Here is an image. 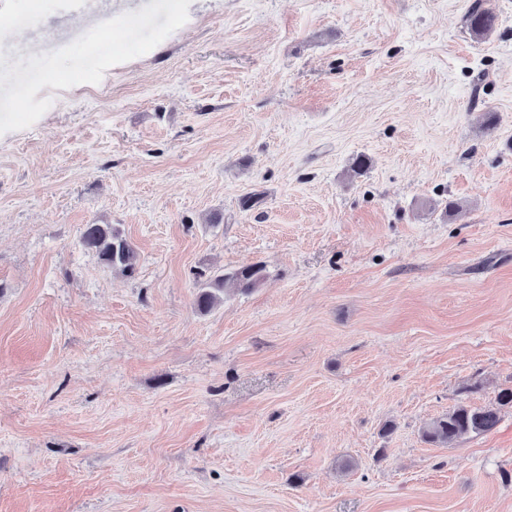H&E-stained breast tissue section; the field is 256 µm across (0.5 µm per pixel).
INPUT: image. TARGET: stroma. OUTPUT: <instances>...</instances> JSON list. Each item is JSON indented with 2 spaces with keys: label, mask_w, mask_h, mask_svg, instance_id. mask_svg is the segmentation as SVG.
<instances>
[{
  "label": "stroma",
  "mask_w": 512,
  "mask_h": 512,
  "mask_svg": "<svg viewBox=\"0 0 512 512\" xmlns=\"http://www.w3.org/2000/svg\"><path fill=\"white\" fill-rule=\"evenodd\" d=\"M472 3L0 0V512H512V405L422 438L512 388V0ZM464 24L472 34L485 36L495 30L498 17L492 11L484 8L480 0H476L466 14ZM80 246L95 253L101 264L132 276L138 266V253L133 245L111 224H86L79 237ZM267 278L263 265L252 263L241 265L230 271H224L203 282L196 296V306L200 312L210 311L219 301L218 292H222L226 284H231L243 292L258 287ZM499 422L498 410L460 404L435 418L423 431L426 443L443 446L471 435L492 431Z\"/></svg>",
  "instance_id": "stroma-1"
}]
</instances>
